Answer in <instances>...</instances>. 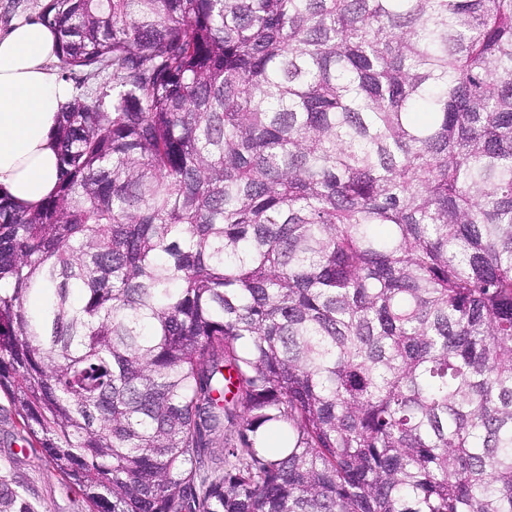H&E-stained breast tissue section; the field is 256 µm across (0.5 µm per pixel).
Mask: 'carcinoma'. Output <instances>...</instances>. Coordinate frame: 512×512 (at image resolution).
<instances>
[{
    "label": "carcinoma",
    "instance_id": "1",
    "mask_svg": "<svg viewBox=\"0 0 512 512\" xmlns=\"http://www.w3.org/2000/svg\"><path fill=\"white\" fill-rule=\"evenodd\" d=\"M42 18L97 85L0 195V392L90 512H512V0Z\"/></svg>",
    "mask_w": 512,
    "mask_h": 512
}]
</instances>
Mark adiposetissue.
I'll use <instances>...</instances> for the list:
<instances>
[{"mask_svg": "<svg viewBox=\"0 0 512 512\" xmlns=\"http://www.w3.org/2000/svg\"><path fill=\"white\" fill-rule=\"evenodd\" d=\"M58 42L35 15L0 29V193L39 206L58 183L54 138L72 87L53 71Z\"/></svg>", "mask_w": 512, "mask_h": 512, "instance_id": "adipose-tissue-1", "label": "adipose tissue"}]
</instances>
